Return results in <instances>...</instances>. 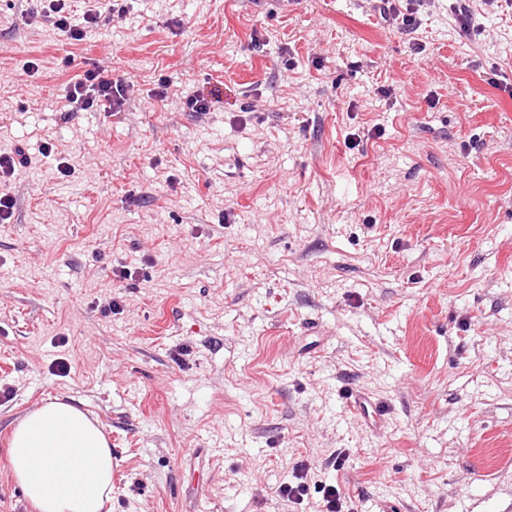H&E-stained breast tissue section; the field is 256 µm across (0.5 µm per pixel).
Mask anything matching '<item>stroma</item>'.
I'll return each instance as SVG.
<instances>
[{"label": "stroma", "instance_id": "1", "mask_svg": "<svg viewBox=\"0 0 512 512\" xmlns=\"http://www.w3.org/2000/svg\"><path fill=\"white\" fill-rule=\"evenodd\" d=\"M37 6L0 0V512H36L8 440L55 399L112 445L105 512H314L276 493L302 460L350 512H512V11L129 0L72 42ZM94 67L124 111L69 113ZM373 2L379 3V6L376 7L379 9L381 19L385 22L397 20L401 17L402 25H404L408 30L414 29L416 21L414 14L418 12V8L412 9L408 7L409 3H406V7L404 9L406 12H402L401 9L403 6L401 5V2L404 1L377 0ZM29 163L28 157L19 151L14 153L1 152L0 153V223L8 224L11 223L15 206L16 199L10 193L2 191V185L11 183L16 179L21 171L22 167H26Z\"/></svg>", "mask_w": 512, "mask_h": 512}]
</instances>
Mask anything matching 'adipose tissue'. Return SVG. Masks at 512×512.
Segmentation results:
<instances>
[{
    "label": "adipose tissue",
    "instance_id": "1",
    "mask_svg": "<svg viewBox=\"0 0 512 512\" xmlns=\"http://www.w3.org/2000/svg\"><path fill=\"white\" fill-rule=\"evenodd\" d=\"M7 466L37 512H103L112 496L107 437L70 402H47L17 422Z\"/></svg>",
    "mask_w": 512,
    "mask_h": 512
}]
</instances>
